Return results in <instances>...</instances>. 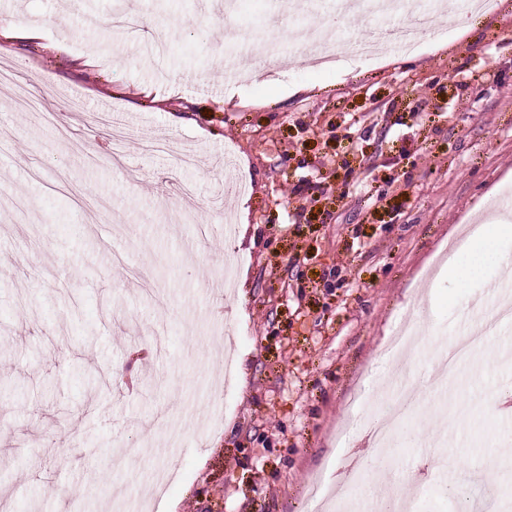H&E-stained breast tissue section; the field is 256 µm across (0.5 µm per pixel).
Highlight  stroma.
Instances as JSON below:
<instances>
[{
    "instance_id": "obj_1",
    "label": "stroma",
    "mask_w": 512,
    "mask_h": 512,
    "mask_svg": "<svg viewBox=\"0 0 512 512\" xmlns=\"http://www.w3.org/2000/svg\"><path fill=\"white\" fill-rule=\"evenodd\" d=\"M262 6L233 16L277 45L273 88L225 78L224 0H0V23L41 30L0 38L18 70L0 84V512H113L159 470L150 512H302L320 473L350 498L419 487L417 512H460L457 488L512 500V413L484 411L512 393V364L460 369L466 427L435 407L430 372L480 321L495 253L475 271L460 253L459 278L413 305L448 239L512 186V0L467 30L447 0V37L338 70L298 61L282 0ZM120 7L143 26L111 44ZM116 120L133 131L118 166ZM153 137L194 167L144 153ZM228 150L245 192H224ZM225 200L250 213L227 300L212 292ZM406 317L423 410L390 457L349 428L350 400L391 404L381 346Z\"/></svg>"
}]
</instances>
